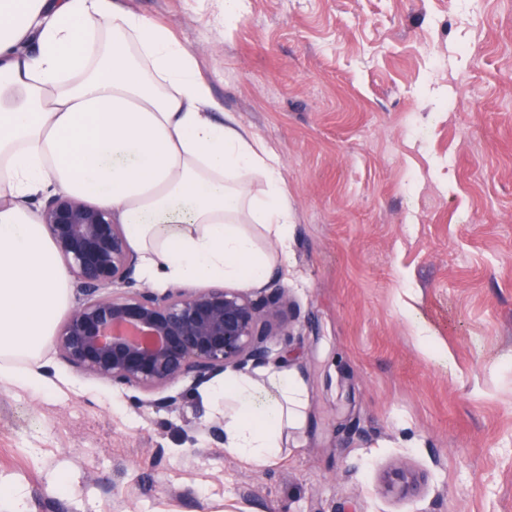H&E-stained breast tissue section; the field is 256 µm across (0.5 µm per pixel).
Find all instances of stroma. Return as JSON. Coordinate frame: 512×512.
Returning a JSON list of instances; mask_svg holds the SVG:
<instances>
[{
	"mask_svg": "<svg viewBox=\"0 0 512 512\" xmlns=\"http://www.w3.org/2000/svg\"><path fill=\"white\" fill-rule=\"evenodd\" d=\"M123 4L280 158L267 283L298 320L265 370L301 382L300 423L256 467L207 435L209 385L143 407L52 345L53 396L0 387V481L26 512H512V0ZM383 482L388 492L406 498L415 491V482L403 467H393L384 473Z\"/></svg>",
	"mask_w": 512,
	"mask_h": 512,
	"instance_id": "stroma-1",
	"label": "stroma"
}]
</instances>
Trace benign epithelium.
Listing matches in <instances>:
<instances>
[{
	"instance_id": "1",
	"label": "benign epithelium",
	"mask_w": 512,
	"mask_h": 512,
	"mask_svg": "<svg viewBox=\"0 0 512 512\" xmlns=\"http://www.w3.org/2000/svg\"><path fill=\"white\" fill-rule=\"evenodd\" d=\"M40 217L86 296L54 336L78 369L118 388L155 392L184 378L197 388L229 368L251 373L269 362L270 336L289 311L283 289L256 299L219 286L158 295L135 278L137 256L111 212L60 192L45 201ZM383 482L402 499L415 491L400 466Z\"/></svg>"
}]
</instances>
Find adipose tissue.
<instances>
[{"mask_svg": "<svg viewBox=\"0 0 512 512\" xmlns=\"http://www.w3.org/2000/svg\"><path fill=\"white\" fill-rule=\"evenodd\" d=\"M279 167L218 111L165 27L119 0H0V385L54 391L35 364L68 307V277L33 199L61 190L111 211L147 281L256 285L288 247ZM260 230L277 250H261ZM211 394L225 449L262 466L303 389L285 372L264 385L237 374Z\"/></svg>", "mask_w": 512, "mask_h": 512, "instance_id": "1", "label": "adipose tissue"}]
</instances>
